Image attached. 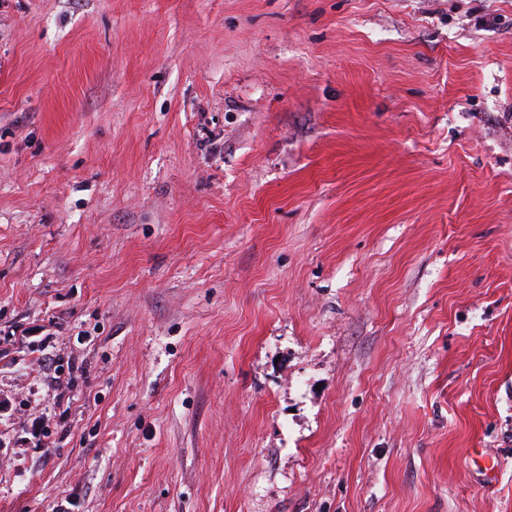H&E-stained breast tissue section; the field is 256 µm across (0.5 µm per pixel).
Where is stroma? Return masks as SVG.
Here are the masks:
<instances>
[{"instance_id":"obj_1","label":"stroma","mask_w":512,"mask_h":512,"mask_svg":"<svg viewBox=\"0 0 512 512\" xmlns=\"http://www.w3.org/2000/svg\"><path fill=\"white\" fill-rule=\"evenodd\" d=\"M0 512H512V0H0Z\"/></svg>"}]
</instances>
